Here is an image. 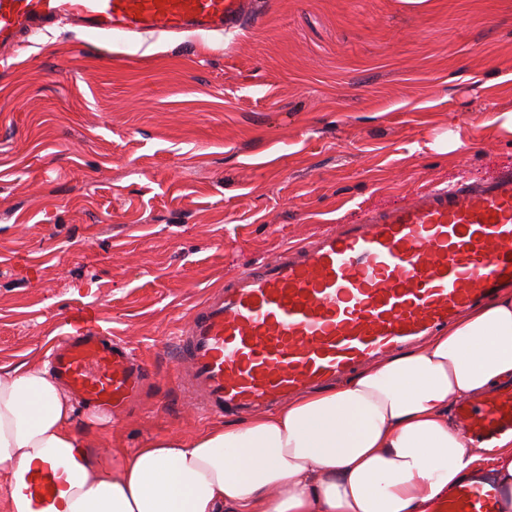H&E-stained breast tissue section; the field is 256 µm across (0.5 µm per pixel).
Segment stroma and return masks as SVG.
<instances>
[{
    "instance_id": "obj_1",
    "label": "stroma",
    "mask_w": 512,
    "mask_h": 512,
    "mask_svg": "<svg viewBox=\"0 0 512 512\" xmlns=\"http://www.w3.org/2000/svg\"><path fill=\"white\" fill-rule=\"evenodd\" d=\"M512 0H272L207 42L63 26L0 61V368L48 364L73 308L147 364L132 412L76 407L99 454L216 417L169 346L225 275L512 169Z\"/></svg>"
}]
</instances>
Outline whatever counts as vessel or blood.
Listing matches in <instances>:
<instances>
[{"label":"vessel or blood","mask_w":512,"mask_h":512,"mask_svg":"<svg viewBox=\"0 0 512 512\" xmlns=\"http://www.w3.org/2000/svg\"><path fill=\"white\" fill-rule=\"evenodd\" d=\"M262 18L257 0H0V51L59 25L127 44L206 39ZM512 285V176L437 188L361 223L284 246L225 278L174 346L176 381L205 414H238L330 383L405 343L447 327ZM76 308L53 349V373L83 403H135L145 370ZM473 445L512 434V386L458 402ZM497 487L464 481L434 512H496Z\"/></svg>","instance_id":"1"}]
</instances>
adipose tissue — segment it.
Here are the masks:
<instances>
[{
	"label": "adipose tissue",
	"instance_id": "obj_1",
	"mask_svg": "<svg viewBox=\"0 0 512 512\" xmlns=\"http://www.w3.org/2000/svg\"><path fill=\"white\" fill-rule=\"evenodd\" d=\"M512 382V291L423 343L277 410L92 458L39 364L0 371L7 512H431L467 479L512 512V435L467 447L453 401Z\"/></svg>",
	"mask_w": 512,
	"mask_h": 512
}]
</instances>
